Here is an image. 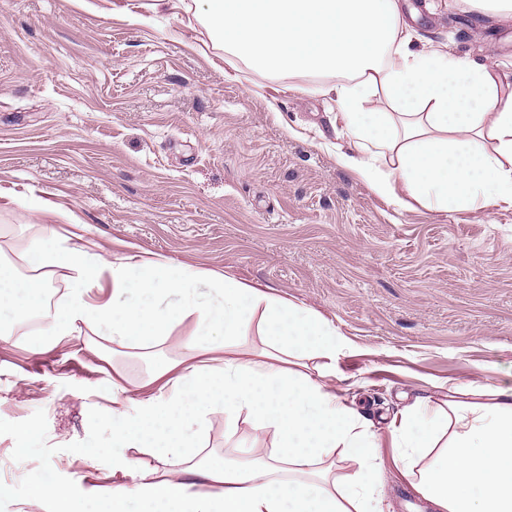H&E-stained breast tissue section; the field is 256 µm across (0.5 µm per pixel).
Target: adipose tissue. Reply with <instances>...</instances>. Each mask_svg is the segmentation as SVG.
I'll return each mask as SVG.
<instances>
[{
	"label": "adipose tissue",
	"instance_id": "obj_1",
	"mask_svg": "<svg viewBox=\"0 0 512 512\" xmlns=\"http://www.w3.org/2000/svg\"><path fill=\"white\" fill-rule=\"evenodd\" d=\"M210 35L257 71L316 77L335 95L350 134L337 162L381 196L405 191L435 211L512 209V91L484 66L438 49L415 51L398 0H205ZM38 267L63 272L68 292L54 304L47 276L0 265V314L43 323L47 345L82 328L120 347H144L141 387L112 377V477L99 512H384L380 437L349 407L333 370L342 346L332 321L231 276L208 282L217 302L201 304L197 273L165 257L130 253L108 262L92 245L49 234L33 250ZM110 276L112 296L89 288ZM180 294L157 310L126 301ZM179 350L160 346L182 324ZM472 401H415L387 432L399 473L435 512H512V387L472 389ZM224 411V433L240 422L274 438L250 461L203 454L208 414ZM193 462L202 483L136 468L132 452Z\"/></svg>",
	"mask_w": 512,
	"mask_h": 512
}]
</instances>
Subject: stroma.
<instances>
[{"label": "stroma", "instance_id": "1", "mask_svg": "<svg viewBox=\"0 0 512 512\" xmlns=\"http://www.w3.org/2000/svg\"><path fill=\"white\" fill-rule=\"evenodd\" d=\"M152 0H0V261L17 275L40 235L96 243L104 259L160 255L331 320L336 383L386 433L422 398L512 387V210L403 206L337 163L349 137L320 81L231 69L201 25ZM412 47L512 75V17L457 0H402ZM52 205L38 210L39 201ZM0 337V467L34 501L41 473L86 512L112 485V348L86 332L41 352ZM33 425L35 437L20 428ZM254 432L207 450L247 456Z\"/></svg>", "mask_w": 512, "mask_h": 512}]
</instances>
